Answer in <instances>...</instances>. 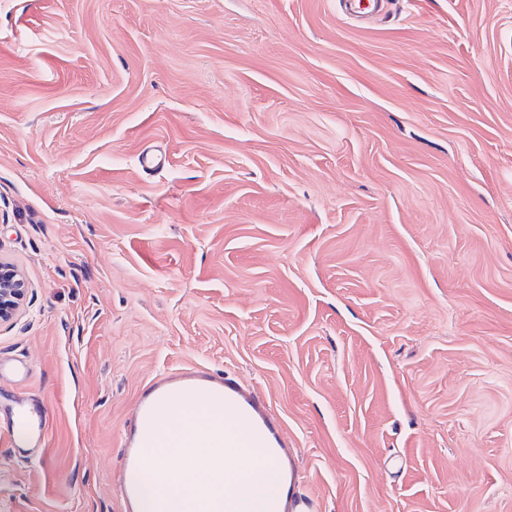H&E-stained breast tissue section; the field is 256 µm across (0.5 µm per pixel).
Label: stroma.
<instances>
[{"mask_svg":"<svg viewBox=\"0 0 512 512\" xmlns=\"http://www.w3.org/2000/svg\"><path fill=\"white\" fill-rule=\"evenodd\" d=\"M0 259L49 420L0 512H124L131 411L194 370L319 512H512V0H0ZM27 288L25 278L17 269L0 261V323L17 314L24 304ZM197 383L213 387L210 393L218 392L223 395L224 414L227 416H237L238 411H244L245 408L254 417L266 421L263 406L251 390L228 378L224 379L222 375L183 372L152 381L139 399L137 410L129 423L135 430L139 428L143 436L148 434L151 439L165 437L173 428L168 402L179 392ZM185 385L190 387H184Z\"/></svg>","mask_w":512,"mask_h":512,"instance_id":"35a3bbf8","label":"stroma"}]
</instances>
